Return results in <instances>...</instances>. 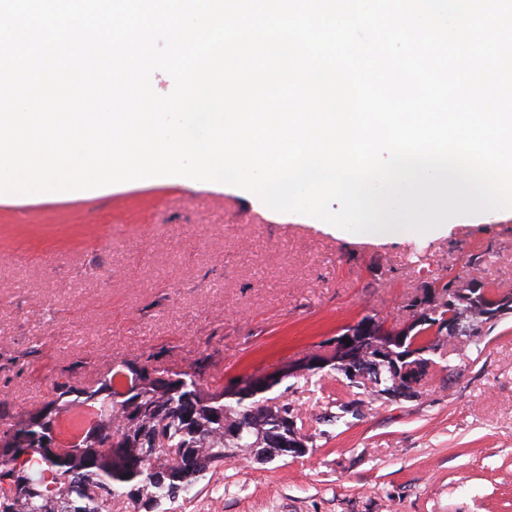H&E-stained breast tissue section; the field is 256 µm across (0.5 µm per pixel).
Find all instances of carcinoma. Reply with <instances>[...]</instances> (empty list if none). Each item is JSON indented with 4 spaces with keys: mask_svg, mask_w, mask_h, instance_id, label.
Wrapping results in <instances>:
<instances>
[{
    "mask_svg": "<svg viewBox=\"0 0 512 512\" xmlns=\"http://www.w3.org/2000/svg\"><path fill=\"white\" fill-rule=\"evenodd\" d=\"M482 294L458 297L453 316L463 335L478 346L495 322L483 317L484 305L500 299L501 308L512 311V294L481 283ZM448 320V309H440L431 322L413 330L393 345L396 359L411 365L424 354L443 349L453 337L434 339L432 325ZM373 352L347 348L327 364L300 375L307 381L328 369L343 376L359 362H371ZM207 360L202 356L188 369L142 365L127 360L112 366L96 389L78 388L66 378L52 383L51 399L38 411L22 417L0 432V504L13 502V512H69L75 503L81 512H112L115 502H126L138 512L140 491L158 508L162 500L178 498L173 486L182 491L224 460L238 456L242 448L266 446L263 432L279 414L295 404L287 399L251 398L228 394L224 386L193 373V367ZM359 397L340 405V411L358 414L364 398L393 400L400 385L390 363L378 362L369 377L348 383ZM168 415V431L158 444L144 446L141 438ZM238 419L241 432L224 438V424ZM124 446L112 447L116 433Z\"/></svg>",
    "mask_w": 512,
    "mask_h": 512,
    "instance_id": "1",
    "label": "carcinoma"
}]
</instances>
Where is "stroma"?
Listing matches in <instances>:
<instances>
[{"instance_id":"stroma-1","label":"stroma","mask_w":512,"mask_h":512,"mask_svg":"<svg viewBox=\"0 0 512 512\" xmlns=\"http://www.w3.org/2000/svg\"><path fill=\"white\" fill-rule=\"evenodd\" d=\"M478 275L512 292V220L430 234H337L255 198L151 182L109 196L0 203V400L38 410L51 380L95 385L114 363L211 358L231 384L299 361L368 314L409 320L423 282ZM38 356H30L32 345ZM415 400L348 401L346 379L286 378L315 441L298 458L225 460L159 512H512V315L480 347L435 354Z\"/></svg>"}]
</instances>
